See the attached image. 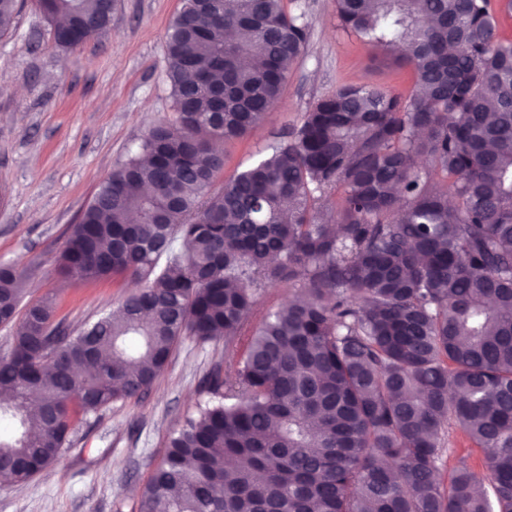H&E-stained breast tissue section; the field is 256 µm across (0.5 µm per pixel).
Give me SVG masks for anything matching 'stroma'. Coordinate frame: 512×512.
I'll use <instances>...</instances> for the list:
<instances>
[{"label": "stroma", "mask_w": 512, "mask_h": 512, "mask_svg": "<svg viewBox=\"0 0 512 512\" xmlns=\"http://www.w3.org/2000/svg\"><path fill=\"white\" fill-rule=\"evenodd\" d=\"M284 4L307 23V48L266 123L225 143V175L255 160L341 86L412 94L410 70L377 62L338 26L334 0ZM182 6L115 0L106 33L61 50L34 0H18L11 29L0 35V263L23 271L27 299L55 298L54 321L64 331L131 289L121 277L76 281L60 256L69 225L100 182L137 151L159 116L174 113L165 33ZM224 361L223 341L183 338L149 388L79 422L70 449L47 470L0 487V512H134L170 431L205 400V380Z\"/></svg>", "instance_id": "35a3bbf8"}]
</instances>
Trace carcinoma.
Returning a JSON list of instances; mask_svg holds the SVG:
<instances>
[{"label": "carcinoma", "instance_id": "obj_1", "mask_svg": "<svg viewBox=\"0 0 512 512\" xmlns=\"http://www.w3.org/2000/svg\"><path fill=\"white\" fill-rule=\"evenodd\" d=\"M100 0H37L65 48ZM16 0H0V34ZM343 28L414 77L342 86L224 179L280 100L308 27L283 0H184L158 119L70 225L78 281L144 282L67 336L0 265V484L71 447L183 337L224 340L211 399L171 433L136 512H512V42L490 0H336ZM341 197H336V194ZM136 220L129 221L130 215ZM288 220H283V215ZM298 287L247 336L258 291ZM38 393L41 410H29ZM484 452L444 480L450 430Z\"/></svg>", "mask_w": 512, "mask_h": 512}]
</instances>
